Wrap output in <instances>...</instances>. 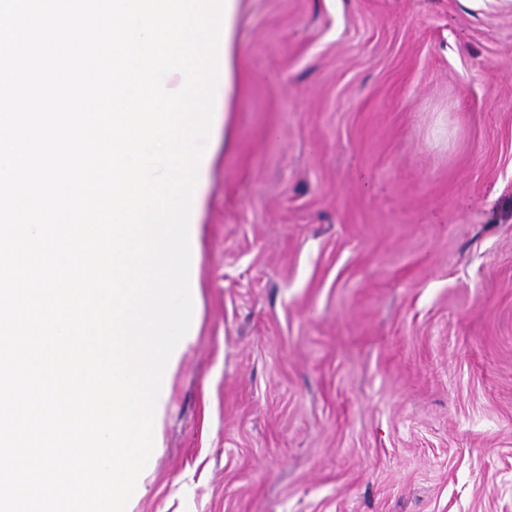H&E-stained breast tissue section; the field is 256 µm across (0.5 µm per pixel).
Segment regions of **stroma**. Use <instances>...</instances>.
Masks as SVG:
<instances>
[{"label":"stroma","mask_w":512,"mask_h":512,"mask_svg":"<svg viewBox=\"0 0 512 512\" xmlns=\"http://www.w3.org/2000/svg\"><path fill=\"white\" fill-rule=\"evenodd\" d=\"M237 43L130 512H512V0H242Z\"/></svg>","instance_id":"stroma-1"}]
</instances>
